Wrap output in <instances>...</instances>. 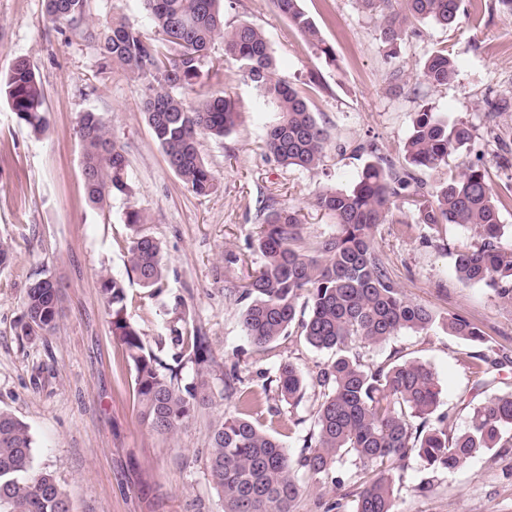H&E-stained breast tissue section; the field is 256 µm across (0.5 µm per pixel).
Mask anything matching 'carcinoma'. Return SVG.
Segmentation results:
<instances>
[{
	"label": "carcinoma",
	"mask_w": 512,
	"mask_h": 512,
	"mask_svg": "<svg viewBox=\"0 0 512 512\" xmlns=\"http://www.w3.org/2000/svg\"><path fill=\"white\" fill-rule=\"evenodd\" d=\"M223 0H142L157 29L149 40L122 17L99 26L89 24L88 0H46V19L79 31L103 58L128 76L143 81L144 117L170 168L197 196L216 188V178L197 150V139L216 140L236 126L235 102L211 94L188 105L187 90L210 79L205 58L210 44L224 40V54L241 62L260 89L263 104L278 112L268 126L265 151L284 167H318L328 131L311 111L307 98L274 78L275 58L264 31L241 23L224 27ZM380 20L386 57H395L399 41L414 21L443 28L457 25L462 0H357ZM277 10L329 61L334 52L300 0H275ZM455 59L444 49L432 51L416 80L430 86L448 84L456 75ZM4 94L17 120L36 134L48 127L41 82L30 63L18 57L5 78ZM76 134L88 201L101 205L128 195L130 184L123 147L109 137L97 112L81 114ZM472 126L442 119L429 108L417 113L404 144L406 164L382 158L368 163L351 190L324 188L315 206L330 215L336 233L309 244L299 211L269 206L255 243L260 268L238 290L246 301L241 323L253 346L264 348L294 327L308 345L332 350L335 359L308 381L291 362L281 364L276 381L282 399L296 403L307 387L321 389L323 400L312 417L300 455L293 459L283 444L249 418L257 402L250 392L239 397L236 412L211 427L206 467L224 512H296L303 481L320 484L346 457L355 461L354 512H395V487L405 478L408 461L419 457L435 472H453L484 450L512 448V391L494 394L472 408L468 427L453 430L443 419L429 424L439 404L440 388L430 365L393 356L365 363L350 346L376 347L403 333H420L440 325L449 335L480 346L485 333L462 315L437 318L426 305L403 295L377 251L374 231L380 224H402L393 212L408 208L415 223L433 227H469L481 243L456 251L455 272L465 284H485L512 307V247L498 245L505 234L500 211L512 206V193L497 191L487 170L475 163L433 190L419 173L437 169L448 155L471 149ZM127 264L144 288H157L164 276L159 242L143 229L145 218L131 210ZM98 290L111 317L112 335L123 346L134 371V390L142 420L158 435L173 436L198 405L210 398L206 337L194 333L182 343L175 366L146 350L140 332L125 317L124 285L100 275ZM23 335L47 334L56 327L60 287L51 278L32 283L23 302ZM194 366L193 380L181 384L182 370ZM0 512H71V502L56 476L36 461L29 427L0 410Z\"/></svg>",
	"instance_id": "1"
}]
</instances>
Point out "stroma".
<instances>
[{
    "instance_id": "1",
    "label": "stroma",
    "mask_w": 512,
    "mask_h": 512,
    "mask_svg": "<svg viewBox=\"0 0 512 512\" xmlns=\"http://www.w3.org/2000/svg\"><path fill=\"white\" fill-rule=\"evenodd\" d=\"M334 60L312 46L281 15L273 0H227L224 24L262 29L276 57L275 76L307 97L330 139L322 164L313 170L285 168L267 155L263 141L277 117L257 109L259 91L239 61L215 40L207 61L218 74L210 90L234 100L235 130L218 141L199 136L198 151L217 179L209 195L190 192L170 169L143 114L144 87L109 63L79 32L55 27L45 0H0V75L26 58L41 81L49 126L34 137L0 95V237L13 254L0 269V409L27 424L37 460L54 471L73 512H224L205 465L210 425L235 412L240 393L259 402L252 419L300 454L319 389L300 403L281 400L275 376L292 362L304 376L327 366L332 353L308 346L299 334L253 347L243 330L242 302L234 290L262 262L249 244L267 214L268 201L300 209L304 237L314 244L336 231L334 220L314 204L326 187L352 189L373 156L403 162V145L418 112L431 108L448 120L475 128L468 151L424 173L429 187L455 174L461 162L485 167L496 185L512 183V165L500 162L512 148V110L488 113L487 95L512 99V16L497 0H463L455 29L417 22L398 54L386 59L379 22L356 0H301ZM93 20L125 18L146 38L156 35L140 0H89ZM445 49L457 72L447 85L415 81L428 52ZM404 82L394 87L389 73ZM106 120L123 145L129 195L90 205L75 129L81 113ZM374 142L376 155L357 152ZM136 209L145 229L161 244L165 263L161 289L142 287L126 261L131 229L126 213ZM474 230L442 224H382L375 233L390 274L404 294L438 317L460 314L477 324L496 352L512 357V308L485 285L460 282L455 251L478 243ZM126 289V318L147 350L172 363L179 337L200 331L212 351L211 402L199 406L177 435L163 437L142 422L133 371L112 334L98 292L100 274ZM61 287L55 330L22 335L18 322L27 288L41 278ZM431 364L441 389L437 416L464 430L473 406L496 392L512 391V360L479 378L471 370L474 346L441 327L393 337L367 350L380 363L394 351ZM236 381H228L229 372ZM430 483L419 495L415 487ZM352 487L325 483L306 489L297 512H352ZM397 512H512V452H485L452 473H435L418 458L408 462L396 492Z\"/></svg>"
}]
</instances>
